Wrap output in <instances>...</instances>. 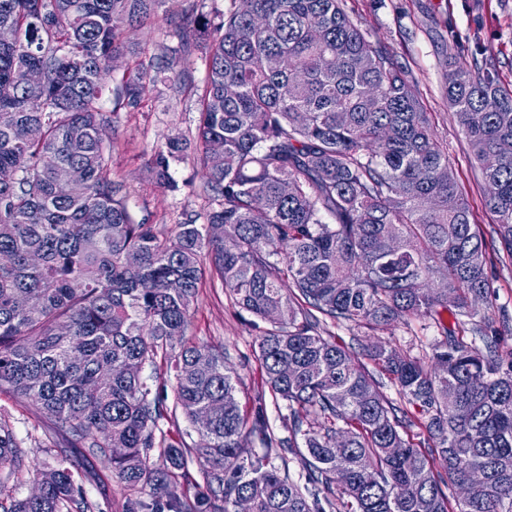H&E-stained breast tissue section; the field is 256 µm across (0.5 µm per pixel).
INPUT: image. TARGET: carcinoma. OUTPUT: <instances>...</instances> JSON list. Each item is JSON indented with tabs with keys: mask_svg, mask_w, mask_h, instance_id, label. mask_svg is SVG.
<instances>
[{
	"mask_svg": "<svg viewBox=\"0 0 512 512\" xmlns=\"http://www.w3.org/2000/svg\"><path fill=\"white\" fill-rule=\"evenodd\" d=\"M233 2L217 23L195 28L209 42L197 159L216 206L207 223L190 218L163 236L133 218L100 137L111 120L105 96L135 106L157 72L141 64L112 88L99 75L130 53L127 32L159 5L194 24L193 6L0 0V26L16 34L0 42V389L30 399L143 491L148 500L131 512H233L240 495L253 512H512V349L500 333L481 326L476 340L446 329L426 361L374 343L371 371L321 331L328 319L438 322L450 307L472 318L474 300L492 294L485 239L408 68L343 0ZM447 67L452 114L512 261V91L455 52ZM30 70L42 72L40 87L26 83ZM31 127L41 130L36 140L26 137ZM180 151L170 138L149 160L170 191ZM72 166L85 180L67 191L59 177ZM207 273L265 325L255 354L290 411L286 438L270 428L263 397L243 413L224 348L184 341ZM175 280L183 287L171 289ZM159 356L171 377L126 370ZM103 365L113 374L101 383ZM379 375L419 417L383 398ZM179 408L202 443L161 427ZM252 439L305 448L315 492L251 453ZM154 448L159 468L147 465ZM22 465L13 432L0 426V471ZM473 470L485 495L450 502L446 489ZM33 481L37 493L0 501V512L89 509L67 460L35 467Z\"/></svg>",
	"mask_w": 512,
	"mask_h": 512,
	"instance_id": "cac0c4a2",
	"label": "carcinoma"
}]
</instances>
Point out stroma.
<instances>
[{"instance_id":"35a3bbf8","label":"stroma","mask_w":512,"mask_h":512,"mask_svg":"<svg viewBox=\"0 0 512 512\" xmlns=\"http://www.w3.org/2000/svg\"><path fill=\"white\" fill-rule=\"evenodd\" d=\"M343 7L373 40L408 66L430 114L435 137L448 148L456 180L471 204L473 221L484 235L489 255L496 258L493 302L478 304L481 318L495 322L502 314L512 315V260L496 257L500 247L494 232L497 217L482 203L481 173L444 91L446 62L452 51L476 62L478 68L490 69L500 86L512 90V0H344ZM130 38L135 44L133 58L163 69L167 60L179 56L182 43L193 41L194 28L160 9ZM205 52L203 45L195 44L184 78H175L163 69L156 82L146 84L138 109H118L109 100L103 103L112 118L107 128L112 177L125 184L136 219L156 225L165 234L189 217L205 223L214 206L205 174L190 150L171 162L178 191L167 190L148 167L151 155L168 139L189 146L196 140L199 96L206 77ZM250 320L227 291L206 283L191 307L186 330L194 343L223 347L228 366L239 378V399L246 407L264 387L260 363L253 355L257 333ZM441 328L430 319L401 320L375 331L346 322L326 325L328 334L358 361L364 358V346L377 341L399 353L425 357L440 338ZM0 425L12 430L25 462L15 473L0 474L7 494L22 498L32 492L29 464L66 456L77 465L97 512H128L130 501L140 498V490L127 486L91 449L75 445L29 399L0 391Z\"/></svg>"}]
</instances>
